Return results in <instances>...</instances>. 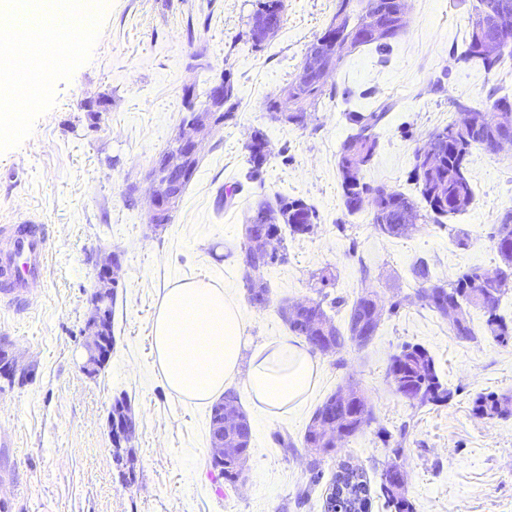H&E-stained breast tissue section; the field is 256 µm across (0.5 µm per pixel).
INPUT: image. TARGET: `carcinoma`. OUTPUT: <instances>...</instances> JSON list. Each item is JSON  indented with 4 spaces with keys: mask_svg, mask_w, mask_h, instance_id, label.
Returning a JSON list of instances; mask_svg holds the SVG:
<instances>
[{
    "mask_svg": "<svg viewBox=\"0 0 512 512\" xmlns=\"http://www.w3.org/2000/svg\"><path fill=\"white\" fill-rule=\"evenodd\" d=\"M345 0H337L336 14L332 16L328 28L336 30L338 38L332 42L321 35L310 44L307 52L320 51L328 58H345L363 46L373 45L383 50L395 41V38L354 33L361 18L360 13L349 11L343 19V28H336V19L343 10ZM508 5L509 21L496 32L503 43V50L512 53V0H499ZM365 8L379 15L382 26L389 29L398 27L395 17V0H365ZM462 63L478 62L490 72L498 68L502 56L494 59L483 55L482 36L471 29L465 49L456 55ZM293 100L288 122L300 124L299 117L306 115L307 107L316 104L326 95L325 84L314 80L292 79L286 89ZM458 110L473 114L478 130L474 133L462 132L451 123L431 133L436 139L438 154L432 159L423 160L419 152H414L412 177L419 187L421 200L429 218L439 224L441 219L465 212L473 201V191L466 176L467 158L474 148L489 152L496 151V130L492 125V114L473 109L461 102L456 103ZM388 106L383 105L371 112H350L348 120L351 133L342 142L338 151L337 166L341 178L343 205L347 213L355 214L368 208L374 229L388 237H400L408 225L404 223L407 210L417 204L406 195L385 185H373L365 181L364 172L371 163L379 146L376 128L384 118ZM264 139L254 135L248 145V162L251 165L250 177L260 176L266 162L262 153ZM318 220L315 208L301 199L279 198L276 207L261 202L254 209L244 225L243 233L266 232L276 237L282 252H287L281 237L280 223L287 224L294 235H306L314 230ZM500 258V269L512 270V209L505 210L499 224L491 235ZM247 243L240 249L239 272L244 281L249 301L255 300V293L269 294V287L263 278V271L277 265L275 261L260 258H246ZM414 278L420 283L421 298L427 305L448 320V332L453 336L476 339L470 325L466 308L475 307L487 314L486 325L490 333L504 338L512 335V324L497 314L502 298L512 289V279L501 278L491 282L486 272L479 268H470L458 274L455 280L446 283L435 278L427 261L420 259L412 268ZM283 321L296 336L308 343L316 340L320 343L322 354H333L348 341L359 346L367 344L379 326V318L372 314L371 293L361 294L351 305L347 326L338 328L327 315L323 300L314 298L312 305L298 311L286 304L280 310ZM388 375L394 388L402 396L413 395V402L423 406L448 401L451 392L442 382L435 361L428 350L418 344H406L397 353L390 364ZM474 414L480 418L494 419L512 413V397L494 393L480 394L474 400ZM332 417L336 424L344 428L352 437L373 420V412L368 398H354L350 404L341 403L339 393L328 396L313 412L303 434L306 448H320L329 455L335 447L325 441L316 422L321 418ZM251 427L243 420L237 432L224 434V481L233 484L240 474V460L246 458L250 450ZM396 463L384 466L380 474V492L388 506L395 512H413L412 504L402 491L391 489L390 474Z\"/></svg>",
    "mask_w": 512,
    "mask_h": 512,
    "instance_id": "carcinoma-1",
    "label": "carcinoma"
}]
</instances>
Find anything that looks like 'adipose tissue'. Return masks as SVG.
<instances>
[{
  "mask_svg": "<svg viewBox=\"0 0 512 512\" xmlns=\"http://www.w3.org/2000/svg\"><path fill=\"white\" fill-rule=\"evenodd\" d=\"M244 331L238 304L211 282L195 280L168 289L152 324L168 388L197 402L223 393L237 373ZM317 370L307 346L286 338L253 351L243 384L252 399L282 413L302 403Z\"/></svg>",
  "mask_w": 512,
  "mask_h": 512,
  "instance_id": "ef3b65f1",
  "label": "adipose tissue"
}]
</instances>
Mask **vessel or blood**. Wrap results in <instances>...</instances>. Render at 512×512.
Masks as SVG:
<instances>
[{
    "label": "vessel or blood",
    "instance_id": "1",
    "mask_svg": "<svg viewBox=\"0 0 512 512\" xmlns=\"http://www.w3.org/2000/svg\"><path fill=\"white\" fill-rule=\"evenodd\" d=\"M0 297L25 310L31 308V286L48 266L51 240L45 225L26 220L0 228Z\"/></svg>",
    "mask_w": 512,
    "mask_h": 512
}]
</instances>
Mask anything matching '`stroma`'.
Instances as JSON below:
<instances>
[{
  "mask_svg": "<svg viewBox=\"0 0 512 512\" xmlns=\"http://www.w3.org/2000/svg\"><path fill=\"white\" fill-rule=\"evenodd\" d=\"M284 5L282 27L257 47L246 35L256 0H107L89 60L56 82L55 105L31 135L0 153V226L30 219L46 225L53 242L32 309L0 303V342L35 367L24 384L0 390V512H324L344 463L366 476L369 512H392L379 474L393 459L405 470L413 512H512V415L472 412L478 394L512 396V340L491 336L476 308L468 313L476 340L450 335L412 275L421 259L445 281L498 267L491 233L512 209V151L473 149L470 208L440 224L420 219L397 238L378 234L368 210L346 212L337 167L347 112L389 105L365 177L419 199L415 149L459 119L456 102L482 109L490 93L512 97V57L492 72L455 62L453 49L468 39L469 0H407L406 30L389 52L358 48L329 77L335 93L309 108L305 125L280 122L264 104L287 87L336 0ZM225 77L236 89L232 115L205 140L170 223L153 227L146 178L179 130L184 91L203 92ZM257 132L268 162L252 180L247 145ZM281 197L305 200L319 219L312 233L286 237L288 260L264 271L269 302L259 309L238 272L242 227L259 201ZM454 228L468 233L467 245L455 242ZM111 252L121 262L115 345L91 377L81 369L82 331L97 265ZM325 267L337 275L327 289L337 327L366 286L400 308L382 314L368 344L316 354V382L293 411L268 414L234 378L229 388L252 440L243 482L228 485L210 472V403L179 397L160 374L155 313L168 288L208 280L239 305L251 350L289 337L281 306L314 296V276ZM407 343L432 355L448 403L419 406L395 390L390 360ZM350 382L370 399L375 420L336 452L314 457L302 445L305 427ZM119 398L134 420L131 444L120 450L108 429ZM281 435L292 447L278 443Z\"/></svg>",
  "mask_w": 512,
  "mask_h": 512,
  "instance_id": "35a3bbf8",
  "label": "stroma"
}]
</instances>
